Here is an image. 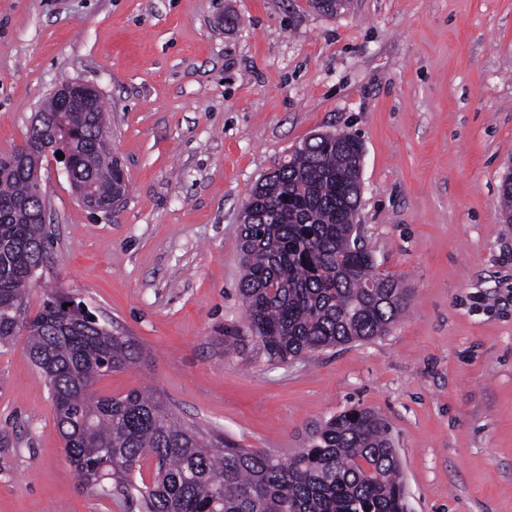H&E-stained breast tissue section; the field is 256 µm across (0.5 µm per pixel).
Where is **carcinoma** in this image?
I'll list each match as a JSON object with an SVG mask.
<instances>
[{
	"instance_id": "carcinoma-1",
	"label": "carcinoma",
	"mask_w": 512,
	"mask_h": 512,
	"mask_svg": "<svg viewBox=\"0 0 512 512\" xmlns=\"http://www.w3.org/2000/svg\"><path fill=\"white\" fill-rule=\"evenodd\" d=\"M105 104L96 111L50 113V123L0 154V346L20 333L32 363L46 376L68 461L83 487L103 496L136 495L141 512H407L399 461L387 423L369 409L330 418L309 447L284 460L261 448H239L181 420L154 393L98 396L103 376L142 359L138 341L100 324L75 325L76 309L53 293L30 314L31 275L47 262L53 232L41 217L31 173L14 153L44 155L57 142L71 150L72 173L90 195L125 194L112 156ZM362 143L319 134L252 188L243 216L242 297L252 344L287 363L386 334L409 305L411 290L376 270L357 237L354 192ZM501 215L512 224V175L505 176ZM155 474L133 484L148 460Z\"/></svg>"
}]
</instances>
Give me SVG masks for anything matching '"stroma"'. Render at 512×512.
Here are the masks:
<instances>
[{
	"label": "stroma",
	"instance_id": "obj_1",
	"mask_svg": "<svg viewBox=\"0 0 512 512\" xmlns=\"http://www.w3.org/2000/svg\"><path fill=\"white\" fill-rule=\"evenodd\" d=\"M101 93L128 190L92 212L42 173L60 291L144 363L98 394L157 392L187 422L280 457L351 408L390 426L410 512H512V0H0V153L60 83ZM364 147L356 220L412 299L381 337L277 363L224 353L246 323L242 213L304 141ZM0 512H140L80 486L47 379L0 347Z\"/></svg>",
	"mask_w": 512,
	"mask_h": 512
}]
</instances>
